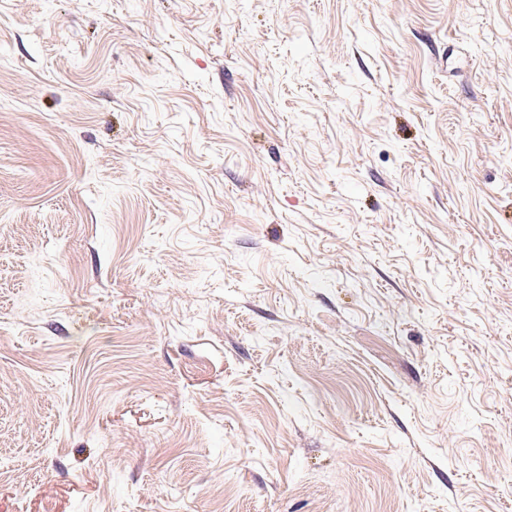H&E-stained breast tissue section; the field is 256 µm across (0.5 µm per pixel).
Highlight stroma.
<instances>
[{
  "instance_id": "stroma-1",
  "label": "stroma",
  "mask_w": 512,
  "mask_h": 512,
  "mask_svg": "<svg viewBox=\"0 0 512 512\" xmlns=\"http://www.w3.org/2000/svg\"><path fill=\"white\" fill-rule=\"evenodd\" d=\"M0 512H512V0H0Z\"/></svg>"
}]
</instances>
